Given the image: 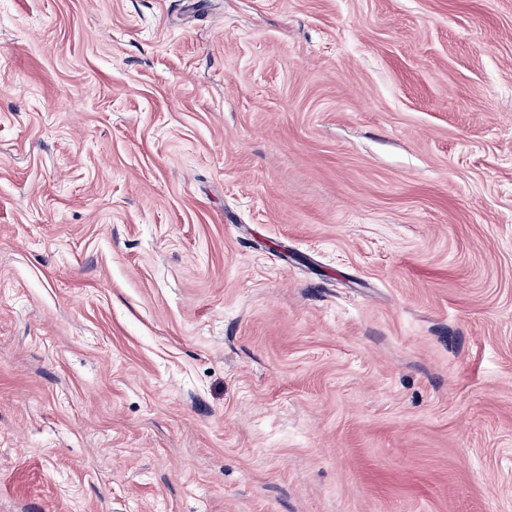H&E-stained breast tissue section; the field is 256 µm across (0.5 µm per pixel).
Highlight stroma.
<instances>
[{
  "mask_svg": "<svg viewBox=\"0 0 512 512\" xmlns=\"http://www.w3.org/2000/svg\"><path fill=\"white\" fill-rule=\"evenodd\" d=\"M0 512H512V0H0Z\"/></svg>",
  "mask_w": 512,
  "mask_h": 512,
  "instance_id": "obj_1",
  "label": "stroma"
}]
</instances>
